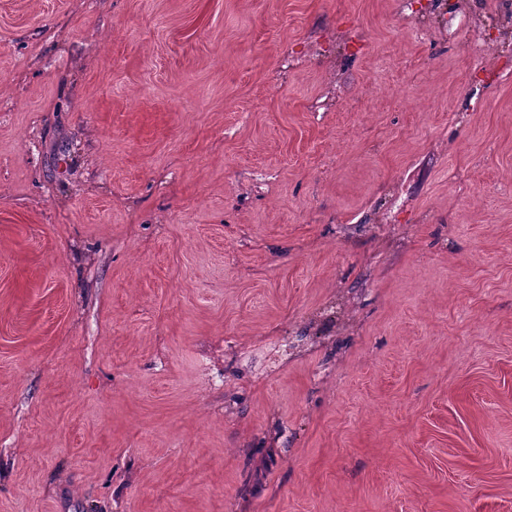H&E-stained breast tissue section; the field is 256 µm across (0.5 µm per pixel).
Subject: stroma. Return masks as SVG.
<instances>
[{
    "mask_svg": "<svg viewBox=\"0 0 512 512\" xmlns=\"http://www.w3.org/2000/svg\"><path fill=\"white\" fill-rule=\"evenodd\" d=\"M0 512H512V0H0Z\"/></svg>",
    "mask_w": 512,
    "mask_h": 512,
    "instance_id": "35a3bbf8",
    "label": "stroma"
}]
</instances>
